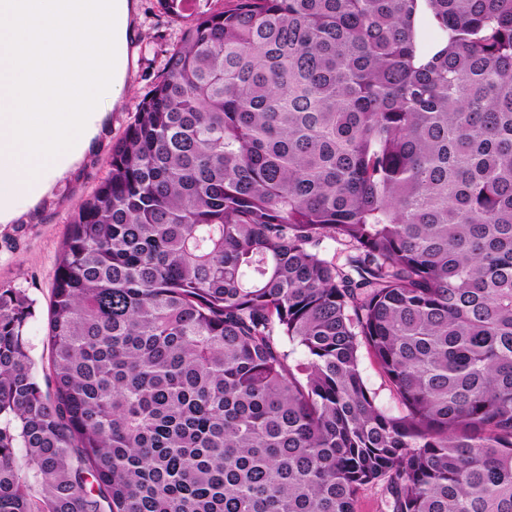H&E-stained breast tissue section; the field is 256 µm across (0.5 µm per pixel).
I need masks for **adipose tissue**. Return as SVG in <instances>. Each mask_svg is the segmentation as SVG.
<instances>
[{
	"label": "adipose tissue",
	"instance_id": "ef3b65f1",
	"mask_svg": "<svg viewBox=\"0 0 512 512\" xmlns=\"http://www.w3.org/2000/svg\"><path fill=\"white\" fill-rule=\"evenodd\" d=\"M134 0H0V223L35 204L91 148L119 103L112 52Z\"/></svg>",
	"mask_w": 512,
	"mask_h": 512
}]
</instances>
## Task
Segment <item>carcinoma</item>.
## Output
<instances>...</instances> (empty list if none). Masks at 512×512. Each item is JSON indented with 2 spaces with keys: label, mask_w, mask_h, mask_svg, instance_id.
<instances>
[{
  "label": "carcinoma",
  "mask_w": 512,
  "mask_h": 512,
  "mask_svg": "<svg viewBox=\"0 0 512 512\" xmlns=\"http://www.w3.org/2000/svg\"><path fill=\"white\" fill-rule=\"evenodd\" d=\"M160 3L46 391L0 288V512H512V0ZM360 368L366 385L377 393L378 403L392 413H398V404L385 385L384 378L378 366L364 349L361 352ZM386 497V491L381 484L368 486L360 492L355 512H384Z\"/></svg>",
  "instance_id": "1"
}]
</instances>
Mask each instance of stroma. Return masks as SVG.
Returning <instances> with one entry per match:
<instances>
[{
  "label": "stroma",
  "instance_id": "stroma-1",
  "mask_svg": "<svg viewBox=\"0 0 512 512\" xmlns=\"http://www.w3.org/2000/svg\"><path fill=\"white\" fill-rule=\"evenodd\" d=\"M136 3V37L129 48L122 100L109 112L93 149L56 180L34 207L0 223V287L24 290L33 300L35 313L27 327V340L38 362L48 355L53 275L63 251L68 220L106 176L113 145L125 134L139 101L164 74L168 55L184 25L183 19L165 13L159 0Z\"/></svg>",
  "mask_w": 512,
  "mask_h": 512
}]
</instances>
